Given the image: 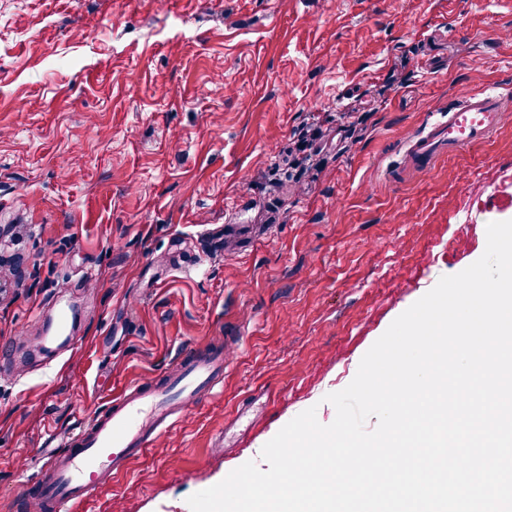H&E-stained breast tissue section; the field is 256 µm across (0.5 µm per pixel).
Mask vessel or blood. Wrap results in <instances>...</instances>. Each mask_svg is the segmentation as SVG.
<instances>
[{
  "mask_svg": "<svg viewBox=\"0 0 512 512\" xmlns=\"http://www.w3.org/2000/svg\"><path fill=\"white\" fill-rule=\"evenodd\" d=\"M507 104L501 92H475L448 111V120L404 144L406 160L431 168L441 158L487 140L501 125ZM227 351L189 354L164 384L125 387L71 436L64 452L52 453L41 478L29 488V512H75L112 479L124 475L205 394L222 387Z\"/></svg>",
  "mask_w": 512,
  "mask_h": 512,
  "instance_id": "vessel-or-blood-1",
  "label": "vessel or blood"
}]
</instances>
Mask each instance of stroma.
Masks as SVG:
<instances>
[{
	"mask_svg": "<svg viewBox=\"0 0 512 512\" xmlns=\"http://www.w3.org/2000/svg\"><path fill=\"white\" fill-rule=\"evenodd\" d=\"M512 92V0H0V512L133 382L232 341L224 385L81 512L188 498L344 389L512 220V112L405 167L467 94ZM72 340L38 347L46 312Z\"/></svg>",
	"mask_w": 512,
	"mask_h": 512,
	"instance_id": "stroma-1",
	"label": "stroma"
}]
</instances>
